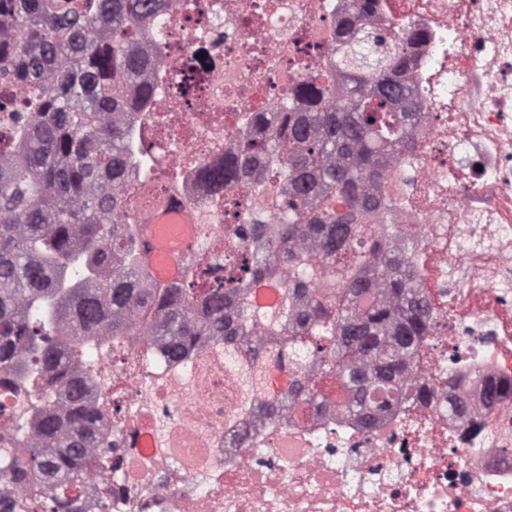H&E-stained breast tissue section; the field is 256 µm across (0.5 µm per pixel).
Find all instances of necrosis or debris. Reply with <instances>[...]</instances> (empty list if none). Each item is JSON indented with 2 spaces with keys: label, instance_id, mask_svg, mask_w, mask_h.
<instances>
[{
  "label": "necrosis or debris",
  "instance_id": "1",
  "mask_svg": "<svg viewBox=\"0 0 512 512\" xmlns=\"http://www.w3.org/2000/svg\"><path fill=\"white\" fill-rule=\"evenodd\" d=\"M363 18L411 38L402 74L420 120L382 188L404 234L419 239L421 287L439 295L417 383L431 394L388 405L367 429L336 407L258 414L224 444L235 385L223 357L163 365V393L128 379L101 423L126 448V470L90 480L77 512H512V0H368ZM349 0H224L222 15L170 0L162 90L145 116L158 162L128 184L131 214L158 207L211 227L244 223L243 181L223 166L249 140V115L278 111L297 86L329 83ZM101 406L94 369L117 366L95 346L69 355Z\"/></svg>",
  "mask_w": 512,
  "mask_h": 512
}]
</instances>
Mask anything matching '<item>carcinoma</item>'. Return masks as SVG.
<instances>
[{
    "label": "carcinoma",
    "mask_w": 512,
    "mask_h": 512,
    "mask_svg": "<svg viewBox=\"0 0 512 512\" xmlns=\"http://www.w3.org/2000/svg\"><path fill=\"white\" fill-rule=\"evenodd\" d=\"M167 2L0 0V370L22 371L15 397L34 416H12L25 453L0 454V476L28 481L11 512H70L86 479L124 464L97 435L104 412L88 407L64 361L68 348L105 336H151L170 361H206L208 341L224 337V367L240 390L234 422L263 403L274 369L288 370L303 401L366 425L375 400L412 390L409 365L429 332L420 273L394 245L393 218L374 239L352 224L381 207L386 166L408 149L418 112L398 75L409 43L351 22L336 47L343 94L305 83L281 111L251 116L254 138L238 152L245 176L254 160L265 175L253 182L249 223L227 228L229 262L207 247L202 224L184 277L158 282L124 186L151 173L136 128L160 91L164 33L143 47L125 33ZM273 209L277 224L267 223ZM246 231L265 237L261 250L241 246ZM259 287L275 289L278 304L257 305ZM304 296L312 305L302 314Z\"/></svg>",
    "instance_id": "carcinoma-1"
}]
</instances>
